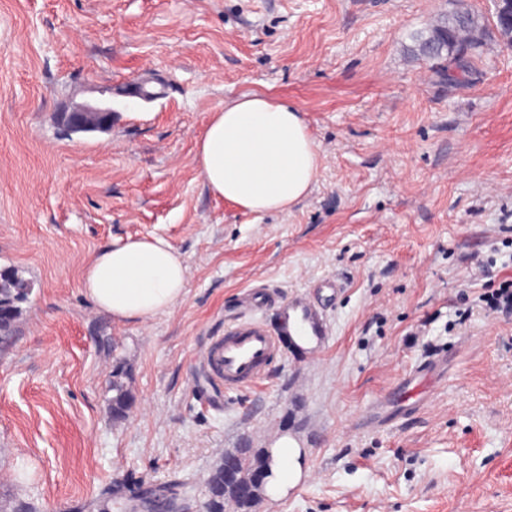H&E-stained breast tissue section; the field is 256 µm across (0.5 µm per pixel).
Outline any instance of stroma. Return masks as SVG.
Masks as SVG:
<instances>
[{"mask_svg": "<svg viewBox=\"0 0 512 512\" xmlns=\"http://www.w3.org/2000/svg\"><path fill=\"white\" fill-rule=\"evenodd\" d=\"M456 6L0 0V268L30 285L0 348V512H97L117 478L183 482L204 512L225 452L288 438L299 477L255 512H512V314L478 300L512 279V46L489 31L459 86L408 52ZM151 74L164 96L119 95ZM250 94L299 107L319 150L283 213L214 197L195 163L211 113ZM101 102L110 131L63 135L58 112ZM151 236L186 293L115 321L83 268ZM257 286L313 301L328 334L218 396L200 355ZM279 302L253 318L275 326Z\"/></svg>", "mask_w": 512, "mask_h": 512, "instance_id": "1", "label": "stroma"}]
</instances>
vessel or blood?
<instances>
[{
	"label": "vessel or blood",
	"mask_w": 512,
	"mask_h": 512,
	"mask_svg": "<svg viewBox=\"0 0 512 512\" xmlns=\"http://www.w3.org/2000/svg\"><path fill=\"white\" fill-rule=\"evenodd\" d=\"M288 320V334L294 341L310 342L326 335L327 326L309 302L288 300L280 309ZM281 346L278 335L261 322L246 319L225 329L203 351L202 361L213 379L225 391H235L260 380L275 360Z\"/></svg>",
	"instance_id": "b4317fda"
}]
</instances>
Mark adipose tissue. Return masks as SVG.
<instances>
[{
    "label": "adipose tissue",
    "instance_id": "adipose-tissue-1",
    "mask_svg": "<svg viewBox=\"0 0 512 512\" xmlns=\"http://www.w3.org/2000/svg\"><path fill=\"white\" fill-rule=\"evenodd\" d=\"M196 162L210 192L243 212H285L310 191L319 152L299 109L245 95L212 113ZM187 267L166 238L128 239L99 249L82 272L83 292L118 321L170 310L186 292Z\"/></svg>",
    "mask_w": 512,
    "mask_h": 512
}]
</instances>
